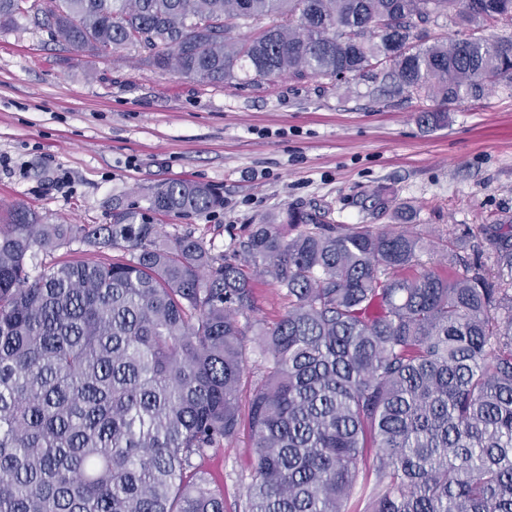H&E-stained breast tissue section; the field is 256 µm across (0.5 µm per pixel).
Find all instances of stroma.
I'll list each match as a JSON object with an SVG mask.
<instances>
[{
    "label": "stroma",
    "instance_id": "1",
    "mask_svg": "<svg viewBox=\"0 0 512 512\" xmlns=\"http://www.w3.org/2000/svg\"><path fill=\"white\" fill-rule=\"evenodd\" d=\"M421 108L366 78L202 85L130 50H63L21 18L0 30V206L106 224L165 183L198 181L221 189L223 208L161 223L218 252L294 207L333 225L408 226L434 245L425 266L454 245L497 280L495 243L512 235V87L449 105L434 130L420 125ZM202 465L234 512L253 466L247 434Z\"/></svg>",
    "mask_w": 512,
    "mask_h": 512
}]
</instances>
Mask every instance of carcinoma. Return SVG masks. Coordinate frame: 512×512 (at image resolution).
Segmentation results:
<instances>
[{
    "mask_svg": "<svg viewBox=\"0 0 512 512\" xmlns=\"http://www.w3.org/2000/svg\"><path fill=\"white\" fill-rule=\"evenodd\" d=\"M450 9L467 37L434 32ZM22 17L65 48L134 50L207 84L367 76L442 103L512 85V39L480 35L512 0H0V29ZM223 205L177 180L108 224L0 215V512H225L201 461L245 424L241 512H348L358 492L365 512H512V292L454 251L420 268L427 242L406 229L299 208L230 258L154 222ZM75 241L123 255L33 273ZM496 252L512 271V239ZM256 274L288 298L255 333L257 374Z\"/></svg>",
    "mask_w": 512,
    "mask_h": 512,
    "instance_id": "cac0c4a2",
    "label": "carcinoma"
}]
</instances>
